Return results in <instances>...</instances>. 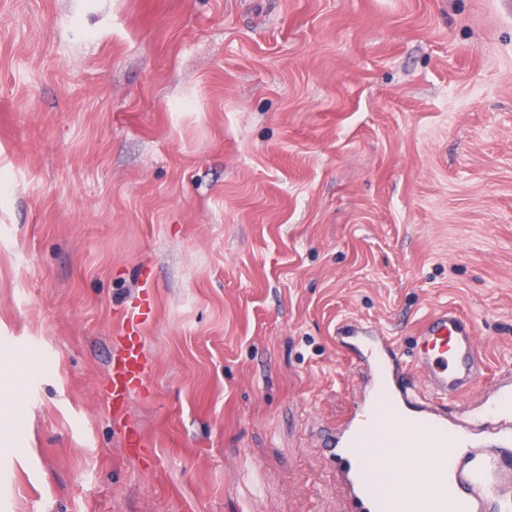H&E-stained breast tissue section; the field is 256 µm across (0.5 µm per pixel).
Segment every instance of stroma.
I'll return each instance as SVG.
<instances>
[{"label": "stroma", "instance_id": "obj_1", "mask_svg": "<svg viewBox=\"0 0 512 512\" xmlns=\"http://www.w3.org/2000/svg\"><path fill=\"white\" fill-rule=\"evenodd\" d=\"M152 284L146 393L106 404ZM512 363L506 0H0V512H343L352 318Z\"/></svg>", "mask_w": 512, "mask_h": 512}]
</instances>
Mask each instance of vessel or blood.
I'll return each instance as SVG.
<instances>
[{"label": "vessel or blood", "mask_w": 512, "mask_h": 512, "mask_svg": "<svg viewBox=\"0 0 512 512\" xmlns=\"http://www.w3.org/2000/svg\"><path fill=\"white\" fill-rule=\"evenodd\" d=\"M143 303L129 305L109 374L114 413L147 390L151 374L141 328ZM419 352L406 359L394 337L350 320L336 345L363 369L356 410L323 433V450L345 512H392L417 501L420 512H512V475L496 458L512 451V368L493 396L469 394L485 375L473 323L457 310L432 311L417 329ZM424 386H416L412 373Z\"/></svg>", "instance_id": "1"}]
</instances>
